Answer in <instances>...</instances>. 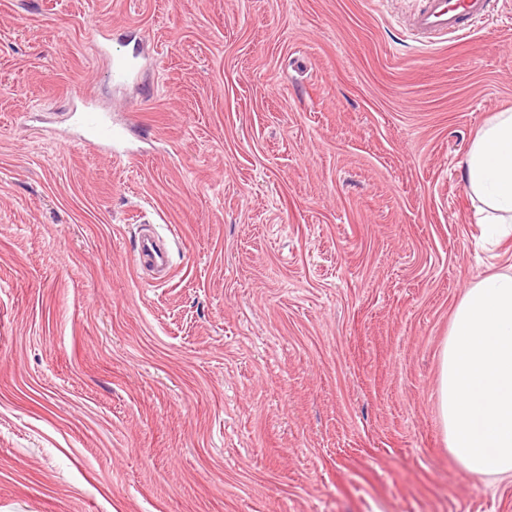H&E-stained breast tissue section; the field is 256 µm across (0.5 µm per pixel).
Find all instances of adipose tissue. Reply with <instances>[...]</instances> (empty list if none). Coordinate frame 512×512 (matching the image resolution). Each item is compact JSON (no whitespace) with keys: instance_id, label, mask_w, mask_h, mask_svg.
<instances>
[{"instance_id":"ef3b65f1","label":"adipose tissue","mask_w":512,"mask_h":512,"mask_svg":"<svg viewBox=\"0 0 512 512\" xmlns=\"http://www.w3.org/2000/svg\"><path fill=\"white\" fill-rule=\"evenodd\" d=\"M466 191L487 238L512 235V111L475 135ZM439 410L448 448L474 476H512V274L468 286L441 352Z\"/></svg>"}]
</instances>
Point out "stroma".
<instances>
[{"label": "stroma", "instance_id": "stroma-1", "mask_svg": "<svg viewBox=\"0 0 512 512\" xmlns=\"http://www.w3.org/2000/svg\"><path fill=\"white\" fill-rule=\"evenodd\" d=\"M419 5L0 0V512H512L437 399L465 289L512 271L461 171L512 0L432 47ZM82 89L149 140L84 145ZM103 40H99L98 49L106 55L111 57V79L113 82L120 83L130 77L132 73V66L129 63L127 56L121 51H112L108 45L107 37L103 36ZM169 256L153 239L141 237L136 245L133 264L136 268L143 265L168 266Z\"/></svg>", "mask_w": 512, "mask_h": 512}]
</instances>
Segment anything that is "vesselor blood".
Listing matches in <instances>:
<instances>
[{"mask_svg": "<svg viewBox=\"0 0 512 512\" xmlns=\"http://www.w3.org/2000/svg\"><path fill=\"white\" fill-rule=\"evenodd\" d=\"M493 16L492 0H422L421 7L406 20L410 34L422 45L432 46L447 43L470 34ZM98 49L111 57V79L120 83L130 77L132 66L126 55L112 50L107 42H99ZM82 126L91 131L95 142L115 149L123 145L132 135L131 127H115L102 118L94 109H87L79 115ZM135 266L146 264L167 266L168 254L149 238H140L133 256Z\"/></svg>", "mask_w": 512, "mask_h": 512, "instance_id": "obj_1", "label": "vessel or blood"}]
</instances>
